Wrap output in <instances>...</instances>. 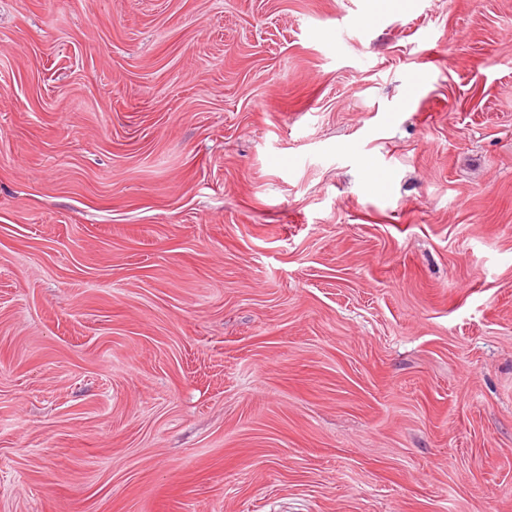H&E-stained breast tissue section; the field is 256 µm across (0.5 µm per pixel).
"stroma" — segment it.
I'll list each match as a JSON object with an SVG mask.
<instances>
[{
    "instance_id": "obj_1",
    "label": "stroma",
    "mask_w": 512,
    "mask_h": 512,
    "mask_svg": "<svg viewBox=\"0 0 512 512\" xmlns=\"http://www.w3.org/2000/svg\"><path fill=\"white\" fill-rule=\"evenodd\" d=\"M0 512H512V0H0Z\"/></svg>"
}]
</instances>
